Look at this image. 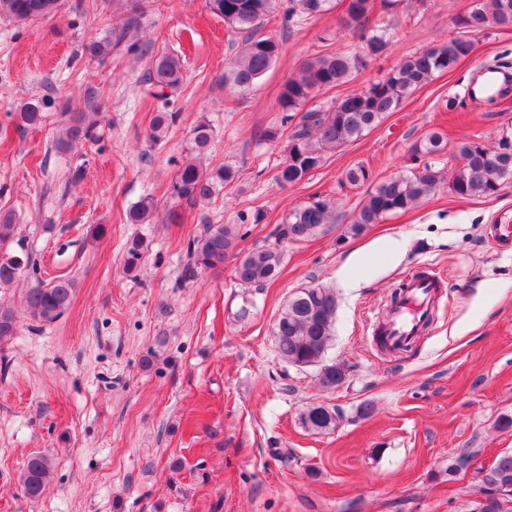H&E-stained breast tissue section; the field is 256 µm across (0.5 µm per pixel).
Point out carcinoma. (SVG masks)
Returning <instances> with one entry per match:
<instances>
[{
    "mask_svg": "<svg viewBox=\"0 0 512 512\" xmlns=\"http://www.w3.org/2000/svg\"><path fill=\"white\" fill-rule=\"evenodd\" d=\"M61 0H0V12L17 21L46 19L54 16ZM329 0H206L214 14L224 18L227 30L243 36L244 46L224 71V82L242 92L254 87L277 60L282 46L273 36H260L258 30L271 16H283L282 23L295 16H315L323 11ZM341 25L362 45L363 53L344 52L315 56L306 60L297 76L288 79L279 97L281 125L295 119V113L317 93L346 83L353 73L365 66V58L380 54L387 45L386 29L370 24L373 0H342ZM455 25L468 33L447 42L427 48L404 59L383 79L370 84L360 93L346 96L334 109L326 112L307 111L289 136L286 154L279 164L276 182L291 187L323 162L322 152L359 138L376 126L384 115L400 106L415 89L426 84L440 71L453 68L476 51V36L492 28L512 27V0H483L471 10L458 15ZM124 32L113 39L93 41L89 53L103 60L119 44ZM182 82L181 62L173 54H160L152 61L148 72L149 94L164 97L178 90ZM175 112H157L151 122V135L158 139L177 122ZM97 122L80 115L65 129V136L57 141L60 149L71 148L95 138ZM213 130L205 121L193 129L191 158L178 170L172 189L174 195L188 203L210 197L217 187L233 182L237 176L230 166L208 170L199 155L211 141ZM443 151L440 134L432 133L417 153L439 157ZM462 165L457 168L448 186L452 194L467 199L498 194L503 181L512 178V135H502L489 146L478 141L465 142L459 149ZM442 169L435 161H426L412 168L407 175H398L376 184L359 204V210L347 232L362 233L369 225L378 224L388 214L407 211L420 200L435 192L442 183ZM154 213L152 200L144 199L129 211L134 224L151 221ZM334 223L330 201L318 197L291 212L286 223L278 227V239L305 241L325 231ZM239 232L232 224H206L200 234L190 238L186 246V263L181 280L195 279L206 270H221L234 247ZM143 243L134 238L126 243L124 270H137ZM284 255L279 247H255L237 259L234 276L246 288H261L277 278ZM34 267L30 258L15 255L0 257V286L13 283L21 273ZM74 294V283L68 278H57L49 283L35 281L26 289V303L31 319L38 323L53 322L69 308ZM336 297L328 288H302L294 292L281 308L275 323L277 351L280 357L294 366L320 367L319 382L326 389H334L345 378V367L325 362L334 337ZM17 331L13 311L0 306V344L8 342ZM342 412L337 407L312 405L300 415L304 429L326 433L336 429ZM472 455L460 453L448 458V477L467 470ZM53 463L43 454H33L24 463L20 486L24 496L38 499L53 475ZM479 497L472 506L482 504L489 492L503 483L512 485V451L498 455L493 464L480 470Z\"/></svg>",
    "mask_w": 512,
    "mask_h": 512,
    "instance_id": "1",
    "label": "carcinoma"
}]
</instances>
